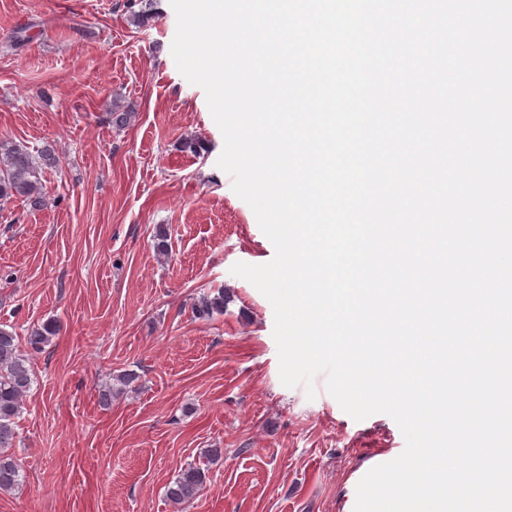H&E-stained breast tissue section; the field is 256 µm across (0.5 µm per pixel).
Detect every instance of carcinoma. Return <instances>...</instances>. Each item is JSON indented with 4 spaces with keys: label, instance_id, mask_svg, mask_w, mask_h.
Listing matches in <instances>:
<instances>
[{
    "label": "carcinoma",
    "instance_id": "1",
    "mask_svg": "<svg viewBox=\"0 0 512 512\" xmlns=\"http://www.w3.org/2000/svg\"><path fill=\"white\" fill-rule=\"evenodd\" d=\"M54 157L44 147L33 153L23 142L0 141V201L24 199L35 202L40 199V171L52 165ZM232 301L228 291L219 290L213 296H205L194 305L195 316L209 319ZM59 331L57 321L49 319L32 328L28 344L35 352L44 350ZM32 385L26 359L17 352L12 331L0 325V491L12 490L23 480L18 460L8 453L16 438V419L22 401ZM209 480L208 470L196 465L184 468L167 488L166 495L173 504L194 500Z\"/></svg>",
    "mask_w": 512,
    "mask_h": 512
}]
</instances>
